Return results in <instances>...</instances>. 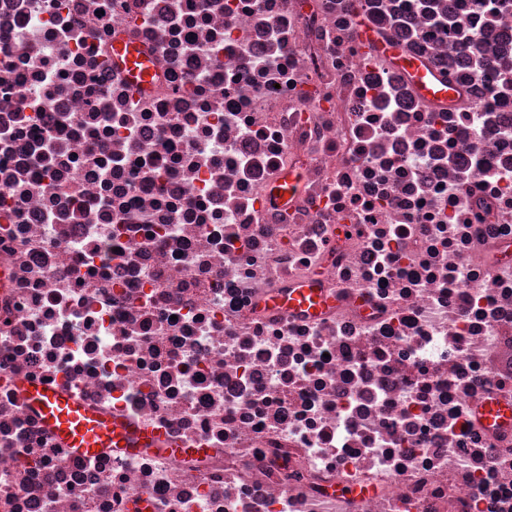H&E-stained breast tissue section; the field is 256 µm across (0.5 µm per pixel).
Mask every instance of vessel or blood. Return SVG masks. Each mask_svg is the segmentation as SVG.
<instances>
[{
  "label": "vessel or blood",
  "mask_w": 512,
  "mask_h": 512,
  "mask_svg": "<svg viewBox=\"0 0 512 512\" xmlns=\"http://www.w3.org/2000/svg\"><path fill=\"white\" fill-rule=\"evenodd\" d=\"M355 31L377 55L407 76L420 99L447 105L453 95L447 80L421 59L408 55L399 44L382 39L366 13H356ZM112 58L126 70L134 86L150 82L154 73L153 61L135 42L125 38L113 42ZM301 185V173L287 170L269 181L266 195L269 201L284 207L300 190ZM334 303V296L313 277L294 288L272 294L264 306L270 310L316 318ZM20 391L29 410L74 456L89 457L104 448L123 454H135L145 448H163L175 457H200L206 453L203 446L187 448L174 444L152 427L136 424L116 414L91 409L64 388L27 382L21 385ZM476 415L486 426L512 428V399L491 397L477 408Z\"/></svg>",
  "instance_id": "b4317fda"
}]
</instances>
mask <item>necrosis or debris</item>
<instances>
[{"label":"necrosis or debris","instance_id":"1","mask_svg":"<svg viewBox=\"0 0 512 512\" xmlns=\"http://www.w3.org/2000/svg\"><path fill=\"white\" fill-rule=\"evenodd\" d=\"M362 7L458 100L347 0H0V512H512V0ZM28 381L208 453L71 457ZM355 31L367 46L373 47L377 55L388 60L393 67L407 76L420 99L441 106L448 105L449 98L454 94L448 87V81L421 59L408 55L399 44L382 39L372 27L365 12H356ZM112 58L126 70L135 87L150 82L154 73L153 61L135 42L125 38L113 42ZM301 185V173L295 170H286L269 181L266 187V195L268 200L275 205L286 207L300 190ZM335 301V297L322 288L319 280L312 277L294 288L272 294L265 301L264 308L317 318L330 309ZM476 415L490 428H512V399L493 396L476 409Z\"/></svg>","mask_w":512,"mask_h":512}]
</instances>
